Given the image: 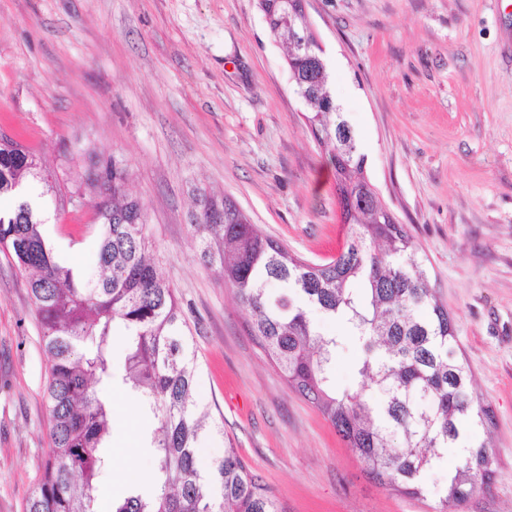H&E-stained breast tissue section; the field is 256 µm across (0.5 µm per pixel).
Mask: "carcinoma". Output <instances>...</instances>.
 Returning <instances> with one entry per match:
<instances>
[{
    "instance_id": "cac0c4a2",
    "label": "carcinoma",
    "mask_w": 512,
    "mask_h": 512,
    "mask_svg": "<svg viewBox=\"0 0 512 512\" xmlns=\"http://www.w3.org/2000/svg\"><path fill=\"white\" fill-rule=\"evenodd\" d=\"M269 36L286 46L295 92H306V125L334 170L347 226L344 249L315 264L290 253L228 198L196 194L192 228L204 266L251 313L249 331L290 389L314 406L380 486L423 497L424 476L445 450L465 456L448 474L439 512H459L493 480L490 442L474 430L491 423L471 391L455 350L448 309L430 288L418 248L370 189L364 156L336 104L328 72L288 42L289 0H258ZM37 154L0 139V254L29 272L49 358L44 391L51 451L25 512H96V483L111 464L110 336L121 328L129 353L123 380L159 422L153 437L160 489L134 487L112 512H282L271 488L238 449L203 469L205 414L194 399L196 353L173 288L149 256L148 216L128 190L119 160L97 162L86 186L97 196L98 276L54 259L42 235V210L20 190L39 178ZM277 281L281 291L267 285ZM343 323L360 343L358 380L336 385L339 338L323 335L309 308Z\"/></svg>"
}]
</instances>
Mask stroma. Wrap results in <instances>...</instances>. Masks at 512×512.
Instances as JSON below:
<instances>
[{
	"label": "stroma",
	"instance_id": "obj_1",
	"mask_svg": "<svg viewBox=\"0 0 512 512\" xmlns=\"http://www.w3.org/2000/svg\"><path fill=\"white\" fill-rule=\"evenodd\" d=\"M332 92L382 202L412 235L454 324L473 388L491 407L495 475L462 512H512V0H307ZM256 0H0V134L40 156L31 195L58 262L95 272L94 194L73 213L90 154L122 160L148 213L152 255L194 338L195 393L227 445L274 490L284 512H436L459 461L430 469L413 498L372 481L335 429L292 392L247 330L249 312L199 259L194 195L232 200L266 235L315 263L344 238L334 174L305 125L304 101ZM338 336L336 379L359 346ZM49 359L23 268L0 255V512H24L50 450ZM110 512L131 474L151 484L156 420L121 383Z\"/></svg>",
	"mask_w": 512,
	"mask_h": 512
}]
</instances>
